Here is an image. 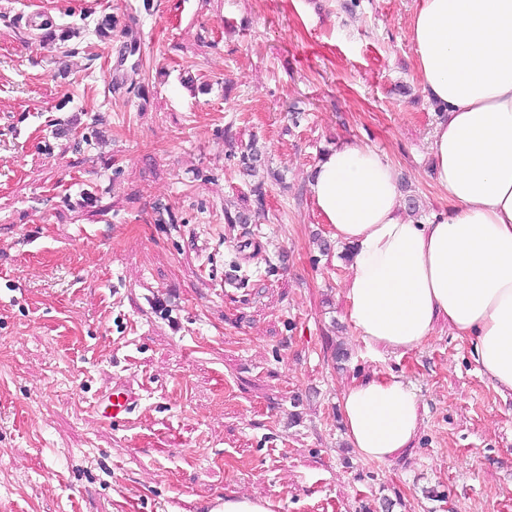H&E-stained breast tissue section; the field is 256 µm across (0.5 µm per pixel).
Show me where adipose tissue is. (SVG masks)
<instances>
[{
	"label": "adipose tissue",
	"mask_w": 512,
	"mask_h": 512,
	"mask_svg": "<svg viewBox=\"0 0 512 512\" xmlns=\"http://www.w3.org/2000/svg\"><path fill=\"white\" fill-rule=\"evenodd\" d=\"M417 2V70L446 114L430 153L447 213L407 215L392 162L362 142L324 154L308 190L351 248L345 314L366 347L406 354L443 318L495 389L512 394V0ZM340 409L370 460L407 448L419 428L418 401L396 375L353 381Z\"/></svg>",
	"instance_id": "adipose-tissue-1"
}]
</instances>
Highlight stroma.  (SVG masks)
Returning a JSON list of instances; mask_svg holds the SVG:
<instances>
[{"label": "stroma", "instance_id": "obj_1", "mask_svg": "<svg viewBox=\"0 0 512 512\" xmlns=\"http://www.w3.org/2000/svg\"><path fill=\"white\" fill-rule=\"evenodd\" d=\"M414 7L0 0V512H512V396L444 321L405 355L366 348L307 188L354 140L393 163L409 216L447 211ZM36 9L79 36L28 31ZM259 181L263 212L228 223ZM391 374L421 424L372 461L339 399ZM116 389L134 408L102 419ZM272 512L270 504L251 498L233 497L221 499L212 505V512Z\"/></svg>", "mask_w": 512, "mask_h": 512}]
</instances>
